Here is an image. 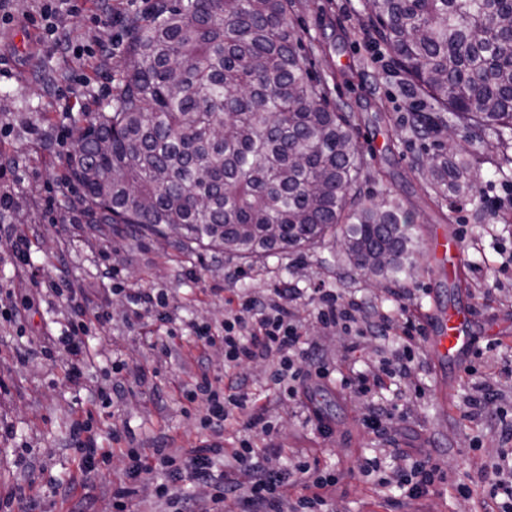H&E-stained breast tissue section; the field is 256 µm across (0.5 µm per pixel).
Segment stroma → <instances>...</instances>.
<instances>
[{
  "label": "stroma",
  "instance_id": "stroma-1",
  "mask_svg": "<svg viewBox=\"0 0 512 512\" xmlns=\"http://www.w3.org/2000/svg\"><path fill=\"white\" fill-rule=\"evenodd\" d=\"M153 0H83L75 14L57 25L77 44L100 40L114 45L109 65L86 55L52 51L38 19L42 0H7L11 22L0 24V184L13 206L0 212V305L14 298L27 310L0 315V491L31 478L36 482L35 512H112V488L124 477L126 460L114 448L113 430L126 445L146 450L190 448L204 439L196 407L182 396V385L208 373L214 386L225 382L224 350L199 352L190 324L218 329L242 298L293 288V320L305 341L331 370L329 382L309 380L332 435L321 434L307 413L274 384L271 368H241L249 392L268 408L269 433L244 432L230 422L224 445L250 439L273 469L300 458L335 471L339 483L334 512H390L396 489L378 492L359 462L378 458L383 469L404 467L398 449L431 455L443 469L477 481L491 472L496 451L512 446L500 424V411H512V148L501 151L490 137L457 133L459 145L475 151L479 175L473 200L450 203L426 181L419 163L436 150L432 137L411 136L407 128L418 98L406 75L376 45L361 14V0H295L294 18L316 75L330 89V100L350 115L364 147V193L398 196L418 226L423 247L418 267L399 285L376 283L351 269L333 241L314 250L246 261L216 251L132 232L122 224H72L63 218L76 189L67 181L75 149L73 116L95 111L120 83L126 46L125 21L149 12ZM112 20L104 22L101 13ZM460 236L462 276H435L427 249L437 231ZM24 237L29 262L15 265V237ZM113 269L105 278V269ZM69 281L94 321L84 341L91 362L79 384L65 375L66 354L58 340L72 319V305L56 296L51 282ZM143 289L164 292V314L131 317L128 299ZM330 289L361 302L372 313L390 317L394 328L406 319L425 323L434 304L469 306L476 314L470 335L480 344L467 370L436 365L419 353L406 376L364 396L343 385L354 371L394 362L400 342L372 340L356 351L348 346L352 329L323 328L317 319V292ZM53 347L56 362L41 351ZM453 385L443 400L444 385ZM112 391L110 407L95 402L98 388ZM490 401L474 407L482 394ZM383 414L382 433L367 429L370 411ZM91 415L101 446L111 449L107 470L83 480L69 448L73 419ZM72 485L70 494L62 486ZM480 499L449 493L441 483L422 499L403 500L399 512H482Z\"/></svg>",
  "mask_w": 512,
  "mask_h": 512
}]
</instances>
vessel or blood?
Listing matches in <instances>:
<instances>
[{
	"label": "vessel or blood",
	"mask_w": 512,
	"mask_h": 512,
	"mask_svg": "<svg viewBox=\"0 0 512 512\" xmlns=\"http://www.w3.org/2000/svg\"><path fill=\"white\" fill-rule=\"evenodd\" d=\"M429 246L437 272L443 275L454 271L460 248L456 236L444 234L433 237ZM472 317L471 311L458 307H442L432 314L425 328V339L434 358L461 369L466 367L473 344L466 328Z\"/></svg>",
	"instance_id": "1"
}]
</instances>
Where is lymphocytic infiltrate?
<instances>
[{"mask_svg": "<svg viewBox=\"0 0 512 512\" xmlns=\"http://www.w3.org/2000/svg\"><path fill=\"white\" fill-rule=\"evenodd\" d=\"M293 299L289 289L275 290L273 297L254 296L244 300L238 313L224 320L220 330L208 326H193L199 350L214 344L224 346V365L230 369L246 366L257 360L277 359L278 368L274 383H281L285 372L294 367L297 357H305L309 370L317 378L326 379L330 370L319 357L305 355L304 338L291 319L288 304ZM317 318L323 326L335 327L364 321L361 338H388L390 325L385 318L366 319L364 307L354 299H346L332 291L318 295ZM88 330L84 313L75 319L61 342L69 355L66 377L79 383L87 363L82 338ZM189 401H200L203 407V424L211 431L210 439L193 448L170 450L154 449L145 453L141 448L125 449L127 468L123 482L112 490L114 512H127L129 497L138 484L150 480L154 483L158 499L174 504V512H224V501L239 499L242 512H331L332 494L338 478L334 472L320 469L317 464L301 462L284 471H271L260 463L261 451L250 441H241L238 448L225 450L221 429L228 418L242 417L248 426L269 430L267 408L247 392V381L235 377L227 386L214 388L208 376L196 380L193 388L185 393ZM69 444L78 459L80 471L85 476L101 473L112 456L111 451L100 448L89 421H75L69 435ZM228 456L223 476L213 473L214 460ZM498 461L492 476L479 483L455 481L453 490L462 498L482 496L488 503V512H512V448L497 451ZM362 469L376 474L380 488H398L403 497H426L439 483L444 482L445 472L430 457L412 460L409 468L390 473L379 471L376 460H367ZM212 485L214 492L207 507L191 506L189 499L174 496L173 489L180 482ZM300 487L294 501H285V485Z\"/></svg>", "mask_w": 512, "mask_h": 512, "instance_id": "1", "label": "lymphocytic infiltrate"}]
</instances>
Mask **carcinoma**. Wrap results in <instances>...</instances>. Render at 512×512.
Wrapping results in <instances>:
<instances>
[{
	"label": "carcinoma",
	"instance_id": "carcinoma-1",
	"mask_svg": "<svg viewBox=\"0 0 512 512\" xmlns=\"http://www.w3.org/2000/svg\"><path fill=\"white\" fill-rule=\"evenodd\" d=\"M376 40L423 112L417 136L478 127L512 147V0H362ZM293 0H153L128 18L120 87L73 119L66 209L242 259L334 233L352 268L391 280L420 241L400 198L360 196L365 154L306 63ZM449 198L477 191L474 154L422 165Z\"/></svg>",
	"mask_w": 512,
	"mask_h": 512
}]
</instances>
